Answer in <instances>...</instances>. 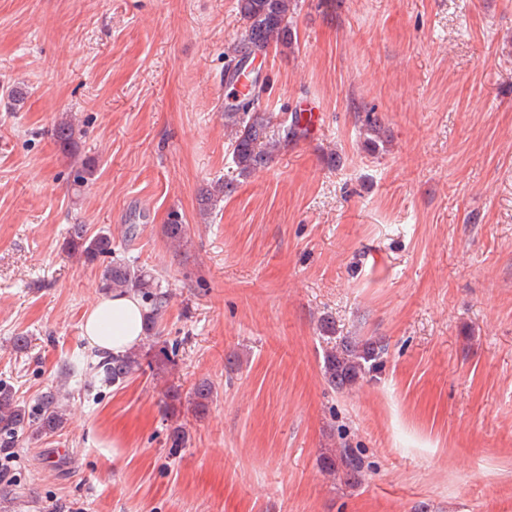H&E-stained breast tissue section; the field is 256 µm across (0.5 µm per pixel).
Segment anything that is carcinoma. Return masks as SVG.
<instances>
[{
    "label": "carcinoma",
    "instance_id": "obj_1",
    "mask_svg": "<svg viewBox=\"0 0 512 512\" xmlns=\"http://www.w3.org/2000/svg\"><path fill=\"white\" fill-rule=\"evenodd\" d=\"M298 0H235V9L245 23L244 35L228 47L227 56L233 62L267 52L275 47L283 52L292 51L296 43L293 18ZM302 117L291 121L273 123V116L255 107V98L230 105L224 110V127L230 130L233 162L238 175L248 178L266 168L281 151L292 142L307 137L308 127L300 125ZM75 126L69 121L59 122L53 136L64 150L74 154L78 150L74 139ZM72 186L80 189L94 176V164L84 160L72 170ZM163 232L172 244H179L186 235V225L178 215H171ZM62 251L70 258H77L87 265L101 264L100 288L106 292L133 291L146 302V336L157 338L159 319L167 305L168 295L143 268L115 256L112 232L100 230L89 233L85 224H71L62 242ZM163 357L148 361V352L132 350L122 355L100 357L96 363L84 368L81 364L71 367L79 376L91 370L103 376L112 385L123 384L130 376L148 367L152 375L165 373L171 360L165 350ZM382 351L377 342L355 343L344 340L327 350L323 357V372L327 384L334 390L343 391L373 375L381 368ZM214 386L207 379L197 381L191 390L187 410L195 418H203L209 412L214 398ZM164 408L168 417L180 416L182 404L180 386H166ZM67 408L59 388L49 387L32 406L20 403L14 387L0 381V450L17 447L19 435L29 432L36 436L54 433L64 427ZM171 447L182 448L189 436L183 423L170 425ZM322 468L331 474L342 473L346 482L358 485L363 480L362 464L351 448H341L338 453L325 455Z\"/></svg>",
    "mask_w": 512,
    "mask_h": 512
}]
</instances>
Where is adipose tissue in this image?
<instances>
[{"instance_id":"1","label":"adipose tissue","mask_w":512,"mask_h":512,"mask_svg":"<svg viewBox=\"0 0 512 512\" xmlns=\"http://www.w3.org/2000/svg\"><path fill=\"white\" fill-rule=\"evenodd\" d=\"M140 298L133 293H115L100 299L83 318L82 336L104 354H120L139 343L144 329Z\"/></svg>"}]
</instances>
